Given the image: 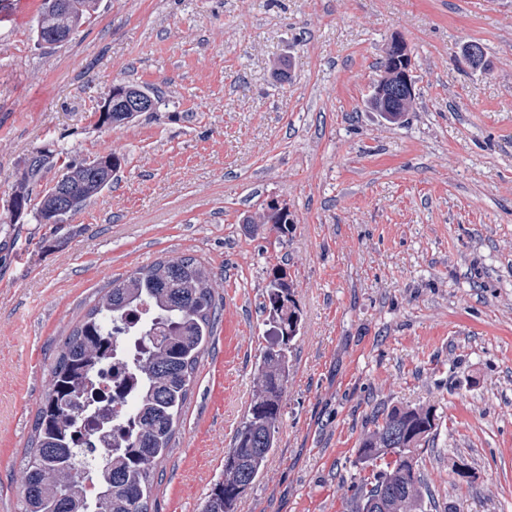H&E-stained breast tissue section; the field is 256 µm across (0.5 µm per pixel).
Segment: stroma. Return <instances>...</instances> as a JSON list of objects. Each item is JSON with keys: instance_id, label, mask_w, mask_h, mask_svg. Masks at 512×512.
<instances>
[{"instance_id": "35a3bbf8", "label": "stroma", "mask_w": 512, "mask_h": 512, "mask_svg": "<svg viewBox=\"0 0 512 512\" xmlns=\"http://www.w3.org/2000/svg\"><path fill=\"white\" fill-rule=\"evenodd\" d=\"M13 11L0 0V512H20L58 341L112 278L184 256L212 268L224 310L154 512H201L222 478L274 269L303 322L278 446L238 512H351L373 411L418 404L438 418L427 512H512V0H99L54 49ZM396 38L415 99L390 123L369 98ZM121 83L159 112L100 125ZM44 148L122 160L55 248L12 217ZM272 200L280 239L260 228Z\"/></svg>"}]
</instances>
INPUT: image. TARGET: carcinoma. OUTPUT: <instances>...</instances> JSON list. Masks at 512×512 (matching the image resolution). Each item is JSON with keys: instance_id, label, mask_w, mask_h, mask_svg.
Listing matches in <instances>:
<instances>
[{"instance_id": "cac0c4a2", "label": "carcinoma", "mask_w": 512, "mask_h": 512, "mask_svg": "<svg viewBox=\"0 0 512 512\" xmlns=\"http://www.w3.org/2000/svg\"><path fill=\"white\" fill-rule=\"evenodd\" d=\"M98 0H41L33 34L54 32L52 46L68 42L95 11ZM141 100L137 107H114L100 124L121 126L144 112H157L160 98L137 84L126 85ZM59 155L40 149L24 164L13 192L15 211L31 213L49 227L86 207L112 182L121 158L112 152L80 163H62L53 185L33 193ZM263 225L281 237L288 223L276 213ZM292 285L272 272L262 294L272 339L254 375L252 398L224 453V477L214 484L202 512H236L238 502L262 474L276 448L282 402L290 370L288 345L298 335L302 316ZM224 307L210 267L194 257L159 259L112 279L98 290L78 323L56 347L50 379L32 422L19 475L23 512H151L153 490L164 476V462L176 445L180 418L192 393L199 363L216 333ZM138 340L128 370L139 387L129 408L135 426L122 443L87 455L97 447L92 422L106 410L95 390L110 360L109 352L127 337ZM437 429L430 407L375 411L373 429L360 443V460L371 474L352 483L351 500L376 512H426L430 496L419 469V450Z\"/></svg>"}]
</instances>
